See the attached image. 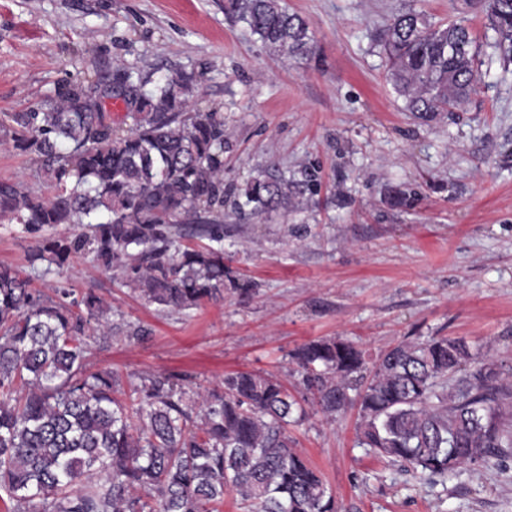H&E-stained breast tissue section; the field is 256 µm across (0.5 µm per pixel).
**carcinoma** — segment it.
<instances>
[{
	"label": "carcinoma",
	"mask_w": 512,
	"mask_h": 512,
	"mask_svg": "<svg viewBox=\"0 0 512 512\" xmlns=\"http://www.w3.org/2000/svg\"><path fill=\"white\" fill-rule=\"evenodd\" d=\"M500 59L512 62V0H482ZM275 55L310 58L312 31L285 0H224ZM388 80L403 110L429 121L476 91V39L465 20L446 25L408 11L381 38ZM125 89L123 133L99 88ZM193 74L119 70L95 88L69 84L30 112L9 115L15 149L35 155L53 193L0 183V217L27 228L81 224L30 253L41 275L91 254L149 305L182 311L224 298V251L186 245L182 226L221 238L224 117L194 107ZM316 172L255 178L239 209H286L315 195ZM0 266V502L10 512H218L232 493L249 512H339L321 474L295 448L288 425L306 409L278 378L251 371L188 391L167 375L119 389L109 368L86 369L85 336L111 333L96 292L32 286ZM329 421L359 406L358 444L424 479L512 448V378L462 340H404L372 363L339 336L292 354Z\"/></svg>",
	"instance_id": "1"
}]
</instances>
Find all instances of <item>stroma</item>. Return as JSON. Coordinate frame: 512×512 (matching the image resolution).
I'll list each match as a JSON object with an SVG mask.
<instances>
[{
	"label": "stroma",
	"mask_w": 512,
	"mask_h": 512,
	"mask_svg": "<svg viewBox=\"0 0 512 512\" xmlns=\"http://www.w3.org/2000/svg\"><path fill=\"white\" fill-rule=\"evenodd\" d=\"M286 2L314 33L311 60L270 54L224 0H0V182L46 190L6 121L67 83L180 67L198 107L224 116L223 299L164 310L80 255L47 281L111 307V335L86 339L87 369H112L124 391L150 374L196 388L264 372L300 400L290 354L308 341L342 336L374 360L405 337L448 336L512 373V64L494 32L464 0ZM411 9L467 18L480 46L476 93L428 124L403 111L380 46ZM307 167L318 195L238 214L248 181ZM83 231L0 219V264L32 274L39 239ZM307 412L289 432L342 512H512V448L421 481L357 447V406L332 423Z\"/></svg>",
	"instance_id": "obj_1"
}]
</instances>
